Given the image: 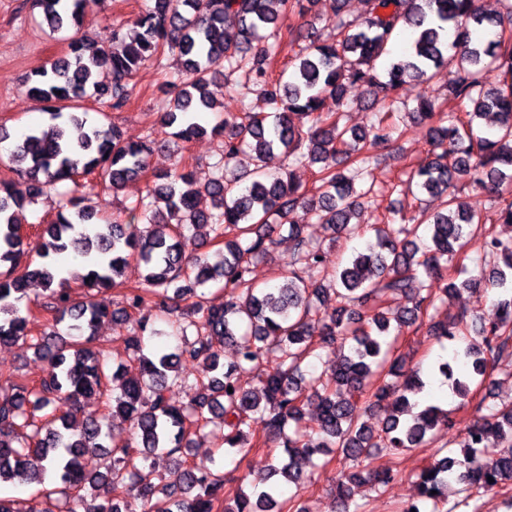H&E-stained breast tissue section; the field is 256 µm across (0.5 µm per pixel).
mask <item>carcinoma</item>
<instances>
[{
	"instance_id": "carcinoma-1",
	"label": "carcinoma",
	"mask_w": 512,
	"mask_h": 512,
	"mask_svg": "<svg viewBox=\"0 0 512 512\" xmlns=\"http://www.w3.org/2000/svg\"><path fill=\"white\" fill-rule=\"evenodd\" d=\"M101 0H33L42 23L53 32L80 29ZM488 13L479 0H364L358 19L344 17L346 0H336V25L327 37L305 20L315 0H148L130 26L113 27L106 47L83 35L70 38L68 52L26 78V95L44 104L47 128L37 127L9 151L8 161L28 182V194L0 180V345L23 343L47 364L36 384L11 381L0 396V482L14 479L44 484L51 466L65 495L62 512H305L301 493L311 483L304 464L318 469L336 455L342 464L336 484L340 512H365L352 498L350 484L367 482L381 490L395 479L375 464L427 445L428 432L457 421L437 405L413 412L424 382L404 370L400 336L424 325L437 339L453 342L451 359L438 371L454 392L467 398L470 384L486 386L490 372L512 371V244L501 241L491 224H512V0ZM298 47L288 68L273 77L272 63L283 33ZM176 60L182 80L161 116L171 132L172 169L153 175L145 197L124 209L125 218L101 220L71 195L56 220L29 241L20 234L27 206L69 181L93 177L117 190L146 176L155 140H128L114 123L89 122L84 103L92 99L112 111L130 101L135 77L150 63L164 77L167 60ZM106 70L112 83L95 73ZM448 72V107L420 95L411 116L432 124L428 155L413 166L404 191L445 197V212L415 207L401 223L386 218L370 227L354 221L372 193L367 176L372 149L399 133L388 113L372 115L363 129L342 123L349 85L365 88L368 98L405 104L404 91ZM242 74L260 89L273 111L253 113L242 104L214 125L217 113L210 85L229 84ZM336 110L324 111L326 98ZM494 117L495 130L475 128L476 120ZM301 118V124L294 117ZM211 133L223 150L213 177L199 183L182 155L185 145ZM254 161L248 184L227 179L230 165L244 150ZM288 160L278 172L267 170L275 153ZM319 165L310 189L295 184L291 168ZM465 181L494 198L491 214L468 212L456 193ZM208 195L213 210L199 208ZM314 213L330 240L375 232L376 241L329 271L322 245L303 236L300 211ZM211 227L223 248L219 261L198 252L197 230ZM288 229L294 250L291 276L273 287H258L251 265L262 257L274 234ZM475 243L497 250L503 267L487 279L501 290L491 311L480 319L479 339L470 335L466 315L439 318L438 304L448 294L477 283L448 281V261ZM88 258L86 272L62 275L54 256ZM143 265V282L126 289L121 306L108 309L92 296L77 301L71 283L91 292L117 284L129 259ZM41 281L42 306L52 312L51 331L33 333L27 286ZM224 284V305H208L205 289ZM335 295L330 311L318 302ZM399 296L412 306L394 309ZM192 299L182 307L180 302ZM147 307L163 309L171 335L180 340L173 352L144 353V334L156 335L142 320L125 337L138 373L127 375L122 363L95 344L105 321L130 319ZM345 352L336 364L317 371L320 358L335 344ZM237 348V359L222 361L224 346ZM275 354V365L267 355ZM202 361V377L189 402H170L167 392L185 383L178 365ZM246 373L259 386L243 383ZM105 400L112 420L127 423L121 438L105 418L77 419L81 400ZM66 400L71 414L37 417ZM393 402L383 428L362 420L383 402ZM317 403V427L304 423L305 409ZM264 424V439L252 432ZM224 427V458L247 456L267 447L253 492H224L223 462L188 460L193 436L209 426ZM463 459L437 449L417 477L419 502L404 512H454L447 507L448 486L461 485L463 504L486 493L512 490V404L478 402L460 430ZM105 448L112 461L87 473L81 458ZM322 455V463L314 456ZM175 457L167 479H156L154 459ZM40 465L31 467V458ZM494 482H489V479ZM288 497L277 501L283 486Z\"/></svg>"
}]
</instances>
